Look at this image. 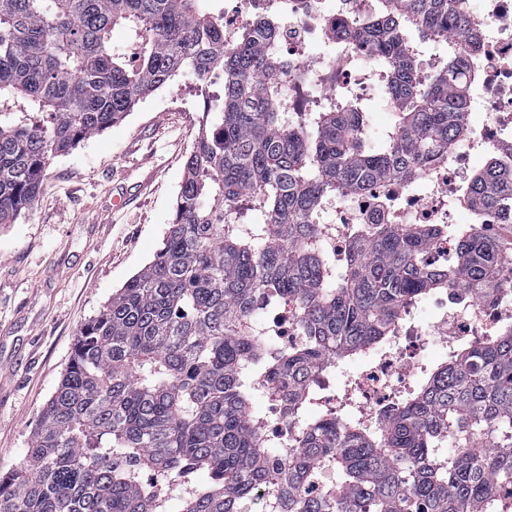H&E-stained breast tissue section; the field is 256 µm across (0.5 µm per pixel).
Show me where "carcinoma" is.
<instances>
[{
	"mask_svg": "<svg viewBox=\"0 0 512 512\" xmlns=\"http://www.w3.org/2000/svg\"><path fill=\"white\" fill-rule=\"evenodd\" d=\"M377 2L347 35L397 104L379 139L358 99L288 111L267 19L227 43L224 13L203 0H0V225L34 205L54 157L176 75L224 72L162 247L80 329L22 464L0 474V512H249L259 488L265 512H507L512 324L458 345L379 424L312 412L336 364L386 346L405 309L438 288L488 296L512 269L476 223L437 268L434 224L357 225L339 262L321 247L323 204L412 179L467 131L465 0ZM429 42L444 61L422 75ZM461 196L477 215L512 213V161L489 155ZM287 301L300 342L255 341L261 306ZM262 374L297 422L286 448L256 425ZM325 472L336 479L316 494Z\"/></svg>",
	"mask_w": 512,
	"mask_h": 512,
	"instance_id": "cac0c4a2",
	"label": "carcinoma"
}]
</instances>
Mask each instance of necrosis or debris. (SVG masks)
Instances as JSON below:
<instances>
[{"label": "necrosis or debris", "mask_w": 512, "mask_h": 512, "mask_svg": "<svg viewBox=\"0 0 512 512\" xmlns=\"http://www.w3.org/2000/svg\"><path fill=\"white\" fill-rule=\"evenodd\" d=\"M276 0H226L224 39L271 14ZM373 0H289L278 22L283 56L291 69L289 110L309 109L330 95L368 97L382 78L366 46L331 36L351 18L371 11ZM465 16L475 42L462 49L467 114L481 121L468 125L463 147L451 161L430 165L413 180H386L331 204L319 226L325 248L344 256L353 242L355 224H453L460 187L468 183L472 158L512 143V0H478ZM493 297L454 301L447 291L430 294L434 315L423 321L419 308L408 309L393 341L376 351L358 371L352 387L323 394L321 405L352 408L382 418L397 392L424 373L420 354L429 348L447 353L455 345L512 322V275L503 274ZM260 339L280 347L295 346L300 336L294 304L267 311Z\"/></svg>", "instance_id": "1"}]
</instances>
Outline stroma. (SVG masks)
Here are the masks:
<instances>
[{
	"mask_svg": "<svg viewBox=\"0 0 512 512\" xmlns=\"http://www.w3.org/2000/svg\"><path fill=\"white\" fill-rule=\"evenodd\" d=\"M202 110L180 73L55 157L33 207L0 226V473L23 461L83 323L159 250Z\"/></svg>",
	"mask_w": 512,
	"mask_h": 512,
	"instance_id": "stroma-1",
	"label": "stroma"
}]
</instances>
